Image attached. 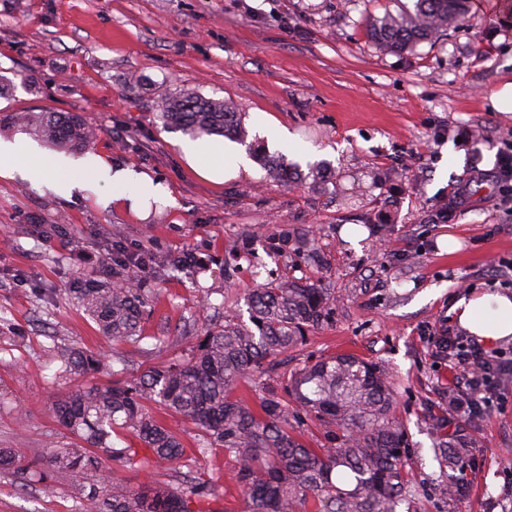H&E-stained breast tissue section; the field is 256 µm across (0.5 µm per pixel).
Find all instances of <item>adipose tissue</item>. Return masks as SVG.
<instances>
[{"label":"adipose tissue","mask_w":512,"mask_h":512,"mask_svg":"<svg viewBox=\"0 0 512 512\" xmlns=\"http://www.w3.org/2000/svg\"><path fill=\"white\" fill-rule=\"evenodd\" d=\"M38 178L56 181L64 189L76 187L83 179L94 176L106 180L116 200L129 199L138 206L142 197H165L166 191L152 180L126 168L112 167L103 157L93 155L80 166L64 164L57 152L43 154ZM457 326L477 338L479 343L492 346L512 339V296L498 292H482L458 299L453 305Z\"/></svg>","instance_id":"ef3b65f1"}]
</instances>
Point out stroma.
I'll return each instance as SVG.
<instances>
[{
	"label": "stroma",
	"instance_id": "1",
	"mask_svg": "<svg viewBox=\"0 0 512 512\" xmlns=\"http://www.w3.org/2000/svg\"><path fill=\"white\" fill-rule=\"evenodd\" d=\"M414 0H0V71L27 75L0 92V113L80 114L89 147L112 165L167 186L171 197L134 209L110 185L85 179L65 194L25 171L35 155L0 163V448L30 460L74 445L54 417L80 386L139 376L179 356L176 336L245 310L258 284L288 278L326 289L322 326L283 355L279 374L337 354L375 363L395 391L408 442L398 512H512V402L467 427L448 416V369L432 341L448 311L493 278H512V209L491 181L498 149L512 143V112L490 97L512 81V4L469 0L456 28L408 54L368 39V18ZM234 100L250 138L298 164L272 178L260 163L214 180L185 157L182 132L163 129L162 98L185 90ZM474 132L468 146L456 143ZM469 204L436 207L450 186ZM389 225L385 238L348 239L358 217ZM141 254L150 315L140 345L102 338L67 296L78 275L100 278L107 241ZM82 247L76 259L74 247ZM191 251L206 268L171 270L160 259ZM100 354L87 377L59 376L54 345ZM465 447L471 471L445 467L443 442ZM236 461L211 444L205 468L185 458L157 467L148 450L116 473L124 485L181 483L203 471L216 512H245ZM465 478L456 497L445 492ZM84 483L23 482L0 471V512H74Z\"/></svg>",
	"mask_w": 512,
	"mask_h": 512
}]
</instances>
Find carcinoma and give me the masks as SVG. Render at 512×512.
Masks as SVG:
<instances>
[{
	"label": "carcinoma",
	"mask_w": 512,
	"mask_h": 512,
	"mask_svg": "<svg viewBox=\"0 0 512 512\" xmlns=\"http://www.w3.org/2000/svg\"><path fill=\"white\" fill-rule=\"evenodd\" d=\"M465 3L416 0L412 11L369 18L367 34L385 52H412L458 25ZM157 118L162 127L193 138L247 139L239 107L224 98L180 93L161 102ZM11 120L67 150H83L96 137L77 114L18 112ZM165 266L200 269L205 261L195 256L189 263L182 253ZM67 292L102 336L114 342L144 339V298L134 283L108 286L78 276ZM327 304L322 288L288 279L264 284L248 294L249 321L228 314L192 337L185 353L170 363L125 384L71 391L57 401L54 413L81 445L50 450L47 470L29 476L56 484L89 480L77 512H202L191 504L216 496V490L200 476L177 488L157 483L119 489L91 482L104 458L119 468L133 464L137 449L116 447L114 437L136 439L161 465L181 462L184 443L164 420L176 415L202 431L199 454L214 440L235 456L246 512H303L311 498L320 512H397L405 494L407 439L393 415L388 377L376 365L351 355L331 356L267 386L256 408L233 396L242 378L263 373L303 340L304 330L321 326ZM58 360L64 375L100 366L99 356L78 344L60 349ZM285 395L320 421L328 447L309 448L291 434ZM24 459L23 448H0V470L20 472Z\"/></svg>",
	"instance_id": "carcinoma-1"
}]
</instances>
